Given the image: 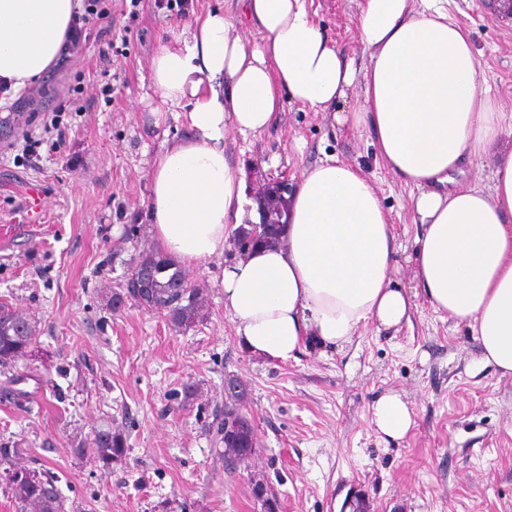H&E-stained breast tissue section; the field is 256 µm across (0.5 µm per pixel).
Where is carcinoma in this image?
I'll use <instances>...</instances> for the list:
<instances>
[{
    "instance_id": "obj_1",
    "label": "carcinoma",
    "mask_w": 512,
    "mask_h": 512,
    "mask_svg": "<svg viewBox=\"0 0 512 512\" xmlns=\"http://www.w3.org/2000/svg\"><path fill=\"white\" fill-rule=\"evenodd\" d=\"M281 224H263L259 233H254L255 225L243 224L238 234L248 241L254 249L269 246L279 241ZM153 266V288L146 306H160L166 309V317L171 325L183 328L191 325L199 317V302L181 301L180 290L184 289L185 278L182 270L167 256L158 250H151L141 255L137 265ZM19 315L12 305L0 302V366L11 365L27 355L28 349L35 340L34 329L30 321L23 322L25 334H19ZM224 460L237 462L241 465L248 462L256 453L254 426L250 418L238 413L235 424L223 429ZM126 441L121 433L99 431L95 436L92 458L105 466L125 456ZM17 448L0 447V466L4 473L11 493L20 512H64L63 500L56 486V480L47 472L18 467L14 458L18 455Z\"/></svg>"
}]
</instances>
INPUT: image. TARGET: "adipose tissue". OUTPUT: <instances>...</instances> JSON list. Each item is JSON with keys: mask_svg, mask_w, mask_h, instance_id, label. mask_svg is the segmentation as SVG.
I'll use <instances>...</instances> for the list:
<instances>
[{"mask_svg": "<svg viewBox=\"0 0 512 512\" xmlns=\"http://www.w3.org/2000/svg\"><path fill=\"white\" fill-rule=\"evenodd\" d=\"M262 35L245 42L223 13L160 48L152 84L183 115L188 138L154 162L148 203L164 253L190 266L223 256L246 214L244 180L224 154V133H262L289 100L336 112L354 83L385 166L416 188L421 236L411 260L430 306L469 322L482 359L512 375V145L492 105L468 30L442 0H364L358 34L368 62L356 68L315 25L308 0H241ZM78 0H0V91L14 94L57 59ZM489 158L491 191L460 181L468 157ZM395 243L368 176L335 160L306 170L288 198L282 240L224 269V306L251 353L285 361L303 341L350 342L372 325L410 318V291L393 286ZM377 433L404 438L413 425L399 395L373 407Z\"/></svg>", "mask_w": 512, "mask_h": 512, "instance_id": "1", "label": "adipose tissue"}]
</instances>
